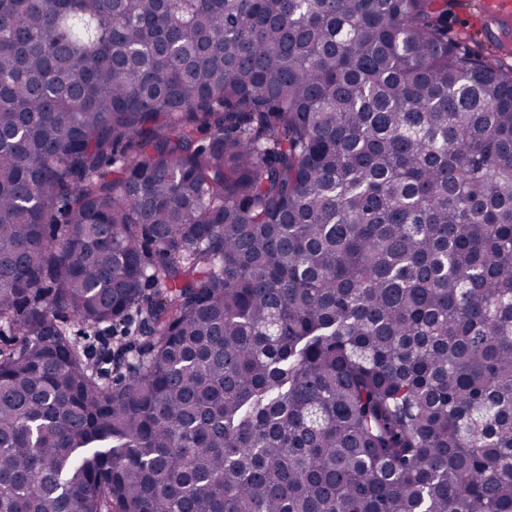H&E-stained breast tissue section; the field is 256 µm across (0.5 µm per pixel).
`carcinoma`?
Listing matches in <instances>:
<instances>
[{
  "instance_id": "cac0c4a2",
  "label": "carcinoma",
  "mask_w": 512,
  "mask_h": 512,
  "mask_svg": "<svg viewBox=\"0 0 512 512\" xmlns=\"http://www.w3.org/2000/svg\"><path fill=\"white\" fill-rule=\"evenodd\" d=\"M435 5L0 0V512H512V70ZM57 318L67 320L66 323L70 328L71 336L86 348L89 363L94 365L99 372L110 377H113L116 371L113 369V363H108L103 359L104 348L105 350L107 347L110 348L112 354L115 353V356L112 357L123 362L128 354L124 353L121 357H116L118 348L137 343V339L140 338L137 333L135 317L130 319L127 324L117 326L102 324L94 329L80 323L68 311H60Z\"/></svg>"
}]
</instances>
